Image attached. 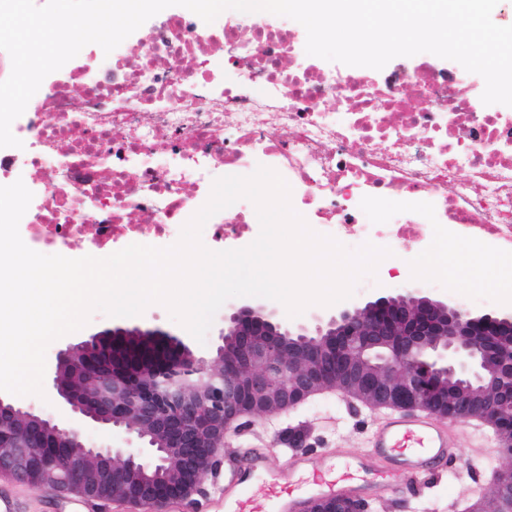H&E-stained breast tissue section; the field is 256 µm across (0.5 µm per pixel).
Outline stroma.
<instances>
[{
	"label": "stroma",
	"mask_w": 512,
	"mask_h": 512,
	"mask_svg": "<svg viewBox=\"0 0 512 512\" xmlns=\"http://www.w3.org/2000/svg\"><path fill=\"white\" fill-rule=\"evenodd\" d=\"M413 258V253L408 252L399 256L397 265L379 263L375 275L364 277L362 283L356 284L351 304L362 305L383 293L416 288L432 298L462 305L477 314L505 310V303L492 298L479 286L483 264L474 265L465 277L453 282L443 273H429L426 265L414 263ZM121 322L129 327L161 328L180 337L195 354L208 355L220 342L224 315L215 314L206 341L201 344L160 304L149 305L142 315L122 321L97 310L84 328L50 343L47 366H54L57 351L65 345ZM375 415V409L359 401L346 402L338 393H327L308 400L287 415L251 420L239 432L226 437L224 450L239 456L246 449L259 448L276 467L284 465L293 451L315 456L324 448H340L354 454L366 448ZM453 429L458 450L453 469L438 471L417 487L394 480L385 488L383 496H368L371 507L378 512H462L470 500L472 487L487 483L508 459L496 452L497 442L491 429L474 435L469 421L454 424ZM0 496L10 499L16 512H86L80 497L64 495L50 487L31 490L6 475L0 476Z\"/></svg>",
	"instance_id": "stroma-1"
}]
</instances>
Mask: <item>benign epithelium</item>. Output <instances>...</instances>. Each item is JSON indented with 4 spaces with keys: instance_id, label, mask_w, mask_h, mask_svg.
I'll list each match as a JSON object with an SVG mask.
<instances>
[{
    "instance_id": "7a95c632",
    "label": "benign epithelium",
    "mask_w": 512,
    "mask_h": 512,
    "mask_svg": "<svg viewBox=\"0 0 512 512\" xmlns=\"http://www.w3.org/2000/svg\"><path fill=\"white\" fill-rule=\"evenodd\" d=\"M157 336L167 337L174 353L166 375L143 374L142 386L119 362L130 342ZM227 336L239 348L220 344L209 359L157 327L115 326L67 345L49 383L65 407L63 418L44 417L0 395V428L20 425L26 432L0 457V473L32 488L121 498L144 512L188 498L199 492L202 470L223 463L224 437L237 431L239 417L290 411L316 393L319 374L293 357L289 336L300 339L304 354L336 336L349 337L358 356L388 347L376 400L452 422L480 416L496 424L499 448L512 455V425L502 421L504 405L512 406V313L475 314L407 289L344 308L312 328L288 323L263 303L234 306L224 316L220 339ZM445 374L457 379L448 404L440 389ZM89 426L122 430L138 446H89ZM45 448L66 452L36 478ZM167 455L176 458L178 477L161 486ZM309 512H368V506L336 496L315 501Z\"/></svg>"
}]
</instances>
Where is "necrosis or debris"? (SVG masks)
<instances>
[{"mask_svg":"<svg viewBox=\"0 0 512 512\" xmlns=\"http://www.w3.org/2000/svg\"><path fill=\"white\" fill-rule=\"evenodd\" d=\"M297 37L287 20L251 13L210 30L177 6L132 49L46 76L14 125L21 147L0 148V185L32 175L24 243L63 256L85 237L102 252L132 239L167 247L216 178L262 165L314 231L348 248L422 252L442 236L512 257V113L483 104L461 65L328 69L299 63ZM255 214L238 200L202 239L246 247Z\"/></svg>","mask_w":512,"mask_h":512,"instance_id":"1","label":"necrosis or debris"}]
</instances>
